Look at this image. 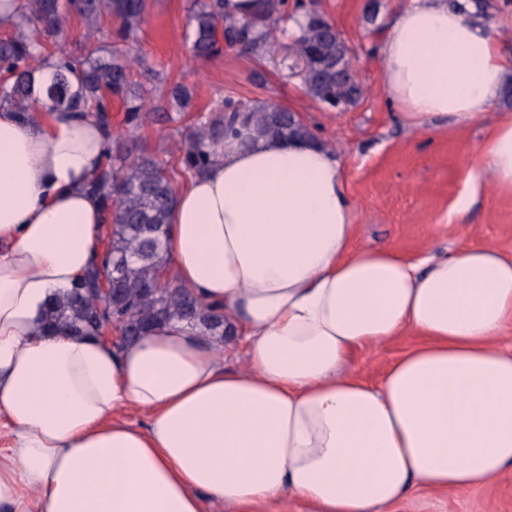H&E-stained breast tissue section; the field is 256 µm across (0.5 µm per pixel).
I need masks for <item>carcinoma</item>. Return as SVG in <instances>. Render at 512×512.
Returning a JSON list of instances; mask_svg holds the SVG:
<instances>
[{
  "label": "carcinoma",
  "instance_id": "1",
  "mask_svg": "<svg viewBox=\"0 0 512 512\" xmlns=\"http://www.w3.org/2000/svg\"><path fill=\"white\" fill-rule=\"evenodd\" d=\"M257 9L242 18L224 14V0H195L190 16L191 51L210 59L226 47L276 59L304 91L330 110H343L361 95L349 75L351 49L336 36L318 4L306 0H255ZM146 0H0V105L23 117L32 109L31 75L53 58L54 71L45 94L52 107L93 112L105 129H112V101L125 105L126 122L139 125L144 103L133 86V58L120 45L136 39L146 20ZM85 22L83 49L74 54L46 52L64 35L67 17ZM293 20L299 33L288 42L274 38L276 25ZM169 97L185 111L192 91L175 83ZM246 141L310 138L313 132L298 115L265 102L246 105L231 97L218 101L178 146L181 158L171 164L144 153L135 141H113L105 161L87 189L103 204L107 243L103 260L48 311L43 329L74 336H101L115 327L131 343L159 322L183 321L200 325L209 336L224 335V312L165 278V229L176 191L184 176L205 171L224 139L242 135ZM108 279L110 292L100 282Z\"/></svg>",
  "mask_w": 512,
  "mask_h": 512
}]
</instances>
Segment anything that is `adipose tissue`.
<instances>
[{
  "instance_id": "obj_1",
  "label": "adipose tissue",
  "mask_w": 512,
  "mask_h": 512,
  "mask_svg": "<svg viewBox=\"0 0 512 512\" xmlns=\"http://www.w3.org/2000/svg\"><path fill=\"white\" fill-rule=\"evenodd\" d=\"M405 126L456 131L493 115L484 154L512 192L507 53L469 0H407L380 45ZM0 106V512H240L285 497L311 512H383L411 490L461 491L512 472V254L423 261L356 246L342 159L306 140L226 139L178 189L167 252L178 284L222 306L227 337L180 321L121 346L40 334L98 257L103 208L85 183L107 136L94 117ZM421 342L382 381L356 352ZM244 338L248 367L218 353ZM134 406L146 427L118 418Z\"/></svg>"
}]
</instances>
